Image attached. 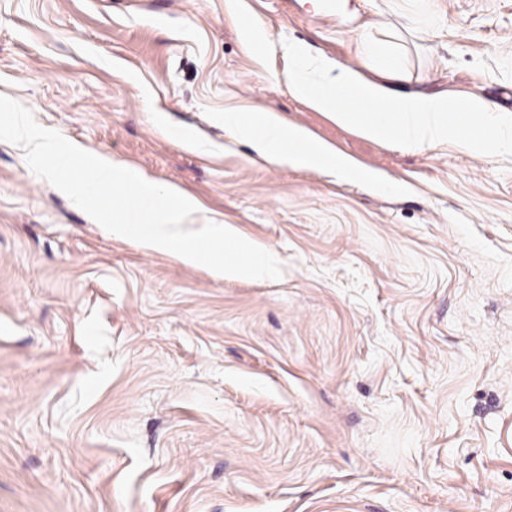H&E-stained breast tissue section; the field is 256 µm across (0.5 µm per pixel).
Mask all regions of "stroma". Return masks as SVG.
<instances>
[{
    "label": "stroma",
    "instance_id": "35a3bbf8",
    "mask_svg": "<svg viewBox=\"0 0 512 512\" xmlns=\"http://www.w3.org/2000/svg\"><path fill=\"white\" fill-rule=\"evenodd\" d=\"M269 39L512 114V0H244ZM230 0H0V94L276 252L218 279L113 237L0 141V512H512V158L366 139ZM262 106L396 182L271 165ZM197 137L176 146L171 133ZM362 54L374 61L382 75L390 79H402L403 48L400 44L376 39L369 34L361 38Z\"/></svg>",
    "mask_w": 512,
    "mask_h": 512
}]
</instances>
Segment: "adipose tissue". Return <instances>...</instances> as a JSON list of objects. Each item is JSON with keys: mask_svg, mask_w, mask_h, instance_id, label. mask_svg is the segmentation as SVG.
<instances>
[{"mask_svg": "<svg viewBox=\"0 0 512 512\" xmlns=\"http://www.w3.org/2000/svg\"><path fill=\"white\" fill-rule=\"evenodd\" d=\"M363 55L374 61L384 77L400 79L403 48L400 44L364 35L361 38ZM224 125L235 138L249 144L257 155L273 165H289L301 169H315L342 179H360L377 183L376 174L365 171L349 157L332 147L312 139L307 131L286 122L277 113L256 109L249 112H227Z\"/></svg>", "mask_w": 512, "mask_h": 512, "instance_id": "ef3b65f1", "label": "adipose tissue"}]
</instances>
